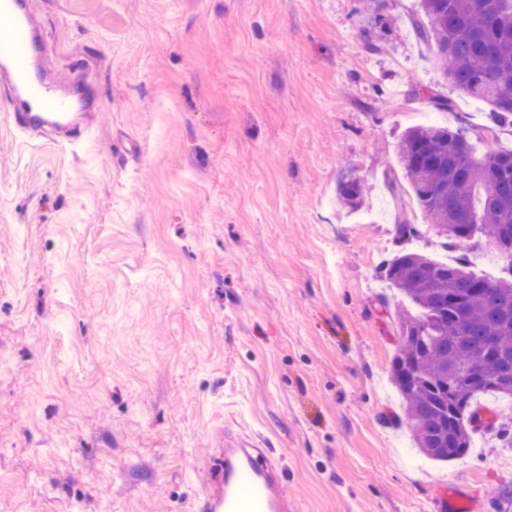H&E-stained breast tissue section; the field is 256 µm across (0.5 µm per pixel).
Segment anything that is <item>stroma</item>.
<instances>
[{"label": "stroma", "instance_id": "1", "mask_svg": "<svg viewBox=\"0 0 512 512\" xmlns=\"http://www.w3.org/2000/svg\"><path fill=\"white\" fill-rule=\"evenodd\" d=\"M384 0H29L43 63L85 65L101 104L78 144L16 131L0 102V512H194L212 436L278 455L301 512H493L512 447L475 431L424 457L391 381L399 141L473 127ZM359 178L351 210L339 182ZM366 9L369 12V28L366 34V50L370 54L380 52V42L386 33H391V29L384 23V17L381 13L383 9L382 0H367Z\"/></svg>", "mask_w": 512, "mask_h": 512}]
</instances>
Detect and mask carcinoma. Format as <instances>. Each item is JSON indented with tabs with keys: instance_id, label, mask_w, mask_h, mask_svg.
<instances>
[{
	"instance_id": "obj_1",
	"label": "carcinoma",
	"mask_w": 512,
	"mask_h": 512,
	"mask_svg": "<svg viewBox=\"0 0 512 512\" xmlns=\"http://www.w3.org/2000/svg\"><path fill=\"white\" fill-rule=\"evenodd\" d=\"M366 50L380 52L382 0H367ZM416 41L440 64L452 90L491 107L475 140L447 126L407 128L399 162L430 232L462 247L482 235L507 277L489 280L459 257L439 264L417 251L383 262L385 277L408 304L399 315L393 381L415 447L437 461L467 454L479 394L512 397V150H486L512 126V0H421L408 20ZM360 180L340 195L360 207Z\"/></svg>"
}]
</instances>
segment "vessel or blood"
I'll return each instance as SVG.
<instances>
[{"instance_id":"1","label":"vessel or blood","mask_w":512,"mask_h":512,"mask_svg":"<svg viewBox=\"0 0 512 512\" xmlns=\"http://www.w3.org/2000/svg\"><path fill=\"white\" fill-rule=\"evenodd\" d=\"M44 34L27 0H0V86L7 88L13 126L29 134L51 132L80 140L92 125L99 100L75 71L69 84L38 71ZM210 463L211 485L198 512H300L288 497L280 458L246 434L225 432Z\"/></svg>"}]
</instances>
